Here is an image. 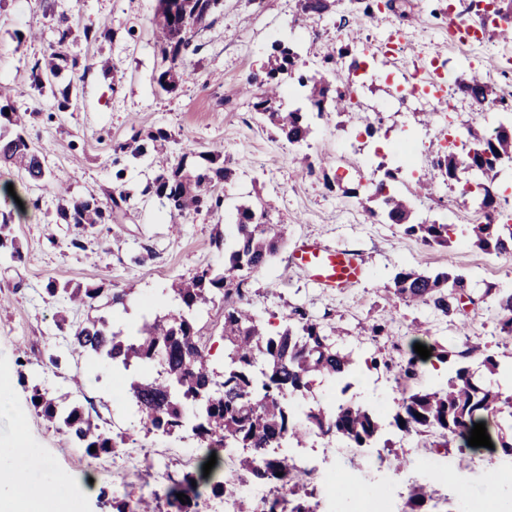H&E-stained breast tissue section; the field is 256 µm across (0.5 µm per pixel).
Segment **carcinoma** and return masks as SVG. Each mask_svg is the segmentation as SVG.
<instances>
[{
  "instance_id": "1",
  "label": "carcinoma",
  "mask_w": 512,
  "mask_h": 512,
  "mask_svg": "<svg viewBox=\"0 0 512 512\" xmlns=\"http://www.w3.org/2000/svg\"><path fill=\"white\" fill-rule=\"evenodd\" d=\"M336 0H298L302 20L319 17L333 9ZM224 7V0H158L152 19L159 40L161 67L155 77L157 86L168 94L176 93L184 81L181 65L198 32L211 26ZM500 20L505 25L494 28L505 38L512 36V0H499ZM67 17L59 16L64 28L43 61L31 68V86L39 94L53 91L61 63L68 60L64 46L71 34ZM350 54L346 45L332 46L320 59L319 69L307 77L297 46L275 40L267 51V61L260 75L247 79L252 110L263 123L275 128L290 143H301L312 132L310 113L300 108L282 106V89L294 75L307 89V98L317 108V115L345 112L351 100L332 82L339 81V65ZM461 91L477 104L497 108L503 103L494 87L472 73L459 80ZM0 105V120L13 127L9 136L0 135V163L15 170L29 183L40 185L60 182V175L48 171L42 162L41 148L27 132L26 114L5 112ZM472 148L460 157L455 153L437 155L430 176L418 178L409 194L390 192L386 184L374 188L357 184L336 188L325 180L329 191L339 190L345 197L365 196L383 210L385 219L403 227L427 246L449 244L448 225L415 221L408 195L420 196L436 182L457 185L460 194L474 192L481 197L484 221L472 225L471 243L480 250L504 254L512 251V212L498 210L494 187L499 172L512 165V120L500 122L491 131H469ZM173 141L163 129L139 130L124 142L113 146L115 180H123L125 163L152 156ZM207 165L185 169L183 161H167L158 170L145 192L155 196L172 217L215 213L224 206L219 185L233 180L224 152L212 150L204 155ZM130 194L117 189L101 201L91 194L58 210L67 224L92 228L117 224L127 216ZM276 209L263 196L251 205H240L236 214V234L224 244V270L209 266L172 285L180 309L155 315L135 330H108L104 317L74 324L66 319L58 328L71 337L72 351L93 353L104 358L108 366L133 368L137 378L129 386L133 405L148 431L167 435L187 434L207 452L219 453L225 448H241L234 471L250 482L270 486L271 497L264 502L263 512H283L280 489L290 493L288 512H313L308 503L312 493L306 491L309 473L288 466L275 455L276 448L302 447L315 434L349 445L369 448L381 428V416L364 405L335 399L331 405L307 407L304 401L317 381L332 388L341 385L355 363L354 352L336 343L339 330L325 326L304 310L288 313L283 329L269 333L251 308L249 281L254 272L268 265L279 251L285 225L274 220ZM11 214L0 215V253L14 259L20 252L11 237ZM388 291L406 305L430 310L435 317L454 321L461 314L464 301L475 303L465 276L447 269L436 273L403 269L393 278ZM54 298L63 295L71 303L84 306L99 298L102 288H59L53 282L46 288ZM224 300L221 337L224 340L223 371L210 364L209 351L196 326L195 315L201 307ZM502 330L512 333V292L499 296ZM30 403L52 423H59L73 442L97 459L117 455L118 442L84 409L67 395L56 396L34 382L29 386ZM421 417H416V414ZM495 421L499 447L504 455H512V394L503 395L492 388V382L477 377L468 366L458 365L448 377L446 386L432 391L413 390L403 397L393 416L396 428L407 434L432 432L443 438L452 434L468 441L474 424ZM96 451H91V447ZM213 493L239 495L240 512H255L250 494L223 479L213 486ZM431 493L428 485L414 486L408 496L410 512H422Z\"/></svg>"
}]
</instances>
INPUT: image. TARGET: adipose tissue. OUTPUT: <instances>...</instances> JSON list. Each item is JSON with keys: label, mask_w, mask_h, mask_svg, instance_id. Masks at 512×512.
I'll use <instances>...</instances> for the list:
<instances>
[{"label": "adipose tissue", "mask_w": 512, "mask_h": 512, "mask_svg": "<svg viewBox=\"0 0 512 512\" xmlns=\"http://www.w3.org/2000/svg\"><path fill=\"white\" fill-rule=\"evenodd\" d=\"M48 467L29 449L0 448V512H53L55 498L45 495L36 479Z\"/></svg>", "instance_id": "obj_1"}]
</instances>
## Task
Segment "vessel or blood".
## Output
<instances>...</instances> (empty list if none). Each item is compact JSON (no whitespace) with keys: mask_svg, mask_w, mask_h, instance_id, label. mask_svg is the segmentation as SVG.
I'll use <instances>...</instances> for the list:
<instances>
[{"mask_svg":"<svg viewBox=\"0 0 512 512\" xmlns=\"http://www.w3.org/2000/svg\"><path fill=\"white\" fill-rule=\"evenodd\" d=\"M291 263L302 269L317 286L326 290H343L355 286L366 274L363 260L355 253L329 248L307 240L292 252Z\"/></svg>","mask_w":512,"mask_h":512,"instance_id":"1","label":"vessel or blood"}]
</instances>
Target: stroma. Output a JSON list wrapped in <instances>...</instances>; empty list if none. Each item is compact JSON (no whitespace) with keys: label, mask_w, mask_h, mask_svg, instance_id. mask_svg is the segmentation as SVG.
Wrapping results in <instances>:
<instances>
[{"label":"stroma","mask_w":512,"mask_h":512,"mask_svg":"<svg viewBox=\"0 0 512 512\" xmlns=\"http://www.w3.org/2000/svg\"><path fill=\"white\" fill-rule=\"evenodd\" d=\"M403 11L382 9L367 19L351 0H336L329 13L305 26L301 57L314 64L325 45L361 42L384 48L390 36L400 38L403 53L389 57L395 72L428 67L431 55L448 61L447 79L456 84L462 73L474 71L503 97H512V40L483 36L481 45L455 40V24L477 25L476 0H457L451 15L440 13L438 0H401ZM157 0H57L68 16L72 34L67 51L88 66L79 97L58 111L54 94H38L29 79L32 66L58 38V19L45 13L41 0H0V83L11 88L10 105L32 113L30 137L44 146L46 168L65 174L61 184L41 189V207L14 213L11 228L22 258L0 256V378L9 389L1 400L0 448L14 439L47 459L53 469L70 477L59 496L63 512H99L101 494L137 497L140 489L166 494L184 472L197 470L205 456L196 440L147 432L129 400L128 374L112 370L88 355L72 352L69 339L57 329L60 318L82 322L97 317L94 307H72L63 297H49L48 282L58 286L100 287L105 295H124L126 307L110 321L112 328L140 325L150 309L165 313L177 302L172 284L207 265L224 263L216 236L232 237L236 208L254 194L273 199L286 226V243L272 261L254 273L250 283L253 310L275 331L285 324L291 308L299 306L315 319L338 326L340 345L366 361L364 374L352 377L347 398L380 402L385 427L373 454L377 469L357 472L360 485L381 478L380 466L403 455L417 467L419 449H429L431 464L462 470L467 481L468 512H512V483L498 479L511 462L500 449L471 447L458 437L439 440L431 433L405 434L390 420L408 388L444 384L469 340L481 342L484 353L501 368L512 367V337L499 331L494 294L512 290V256L487 254L467 239L470 225L482 221L472 199L458 188L437 185L430 197L415 203L418 218L452 225L448 247H428L383 216H369L366 203L328 191L325 177L350 185L373 179L375 170L397 167L394 140L411 137L424 142L416 162L425 174L441 151L435 136L439 117L418 110L400 97L385 79L368 81L363 102L388 105L382 131L367 136V113L352 110L329 120L314 118L313 133L296 145L259 125L249 110L250 96L240 89L249 76L260 73L267 60L269 32L288 37L294 28L296 0H224L216 22L201 31L197 52L187 58L188 77L178 93L159 90L154 81L161 56L152 18ZM107 29V38L88 43L83 27ZM109 60L111 71L98 67ZM164 129L180 146L195 151L223 150L235 163L236 176L223 189L224 207L214 214L174 219L144 189L156 173L150 161L127 164L126 186L132 193L127 217L118 224L85 230L63 223L60 206L96 195L107 199L114 189L112 147L129 138L133 129ZM82 241L73 248L71 239ZM357 251L368 273L356 286L336 292L316 287L289 257L299 241ZM404 268L434 272L446 268L464 275L475 301L447 322L428 310L399 302L386 289ZM392 316L388 335L370 339L361 333L383 316ZM440 343L448 360L429 357L419 362L412 382L397 378V365L414 355L415 344ZM27 365H19V358ZM37 380L52 393L76 399L95 423L112 435L124 436L125 470L116 471L108 458L93 459L76 447L58 424L38 415L29 403V389L20 374ZM161 463L168 479L156 483L145 459Z\"/></svg>","instance_id":"stroma-1"}]
</instances>
